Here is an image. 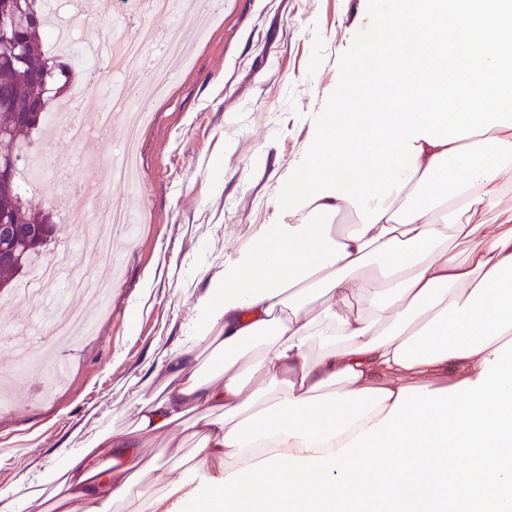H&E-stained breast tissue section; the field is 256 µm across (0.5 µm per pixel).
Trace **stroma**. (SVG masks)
I'll use <instances>...</instances> for the list:
<instances>
[{
	"label": "stroma",
	"instance_id": "obj_1",
	"mask_svg": "<svg viewBox=\"0 0 512 512\" xmlns=\"http://www.w3.org/2000/svg\"><path fill=\"white\" fill-rule=\"evenodd\" d=\"M364 0H220L205 38L169 59L168 90L148 106L139 144L141 179L99 184L98 166L119 157L121 124L84 141L56 136L35 151L75 163L74 181L100 185L106 203L90 225L66 223L73 181L47 174L30 194L63 233L111 231V209L137 198L136 230L122 244L114 291L65 376L29 370L0 410V492L58 466L88 434L131 423L130 405L162 380L163 354L193 341L202 268L234 256L251 226L277 219L275 198L310 146L314 118L340 59L362 25Z\"/></svg>",
	"mask_w": 512,
	"mask_h": 512
}]
</instances>
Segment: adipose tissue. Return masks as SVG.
Returning <instances> with one entry per match:
<instances>
[{
    "label": "adipose tissue",
    "mask_w": 512,
    "mask_h": 512,
    "mask_svg": "<svg viewBox=\"0 0 512 512\" xmlns=\"http://www.w3.org/2000/svg\"><path fill=\"white\" fill-rule=\"evenodd\" d=\"M416 165L362 239L324 197L352 218L330 232L346 258L168 355L131 424L19 483L25 502L111 512L187 436L196 469L222 468L154 512H512V214L465 219L512 193V129L423 144Z\"/></svg>",
    "instance_id": "1"
}]
</instances>
